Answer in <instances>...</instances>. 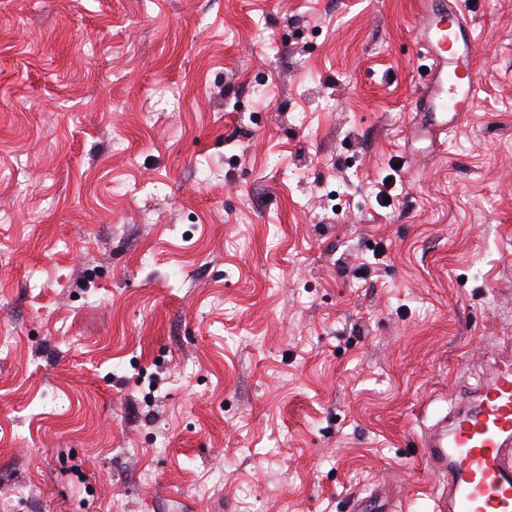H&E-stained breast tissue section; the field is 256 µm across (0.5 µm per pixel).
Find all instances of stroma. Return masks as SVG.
Masks as SVG:
<instances>
[{
	"label": "stroma",
	"mask_w": 512,
	"mask_h": 512,
	"mask_svg": "<svg viewBox=\"0 0 512 512\" xmlns=\"http://www.w3.org/2000/svg\"><path fill=\"white\" fill-rule=\"evenodd\" d=\"M467 2L423 138L413 0H0V512H433L512 347V0ZM455 0H421L419 30L422 45L433 60V68L420 99L423 112L420 129L425 133L456 128L471 112L482 85L473 68L469 20L464 4ZM448 78H453L449 84Z\"/></svg>",
	"instance_id": "obj_1"
}]
</instances>
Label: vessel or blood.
Listing matches in <instances>:
<instances>
[{
    "label": "vessel or blood",
    "mask_w": 512,
    "mask_h": 512,
    "mask_svg": "<svg viewBox=\"0 0 512 512\" xmlns=\"http://www.w3.org/2000/svg\"><path fill=\"white\" fill-rule=\"evenodd\" d=\"M420 37L433 61L420 99V128H456L482 85L473 68L469 20L461 0H420ZM422 458L443 482L435 512H512V355L500 356L464 404L421 437Z\"/></svg>",
    "instance_id": "obj_1"
}]
</instances>
